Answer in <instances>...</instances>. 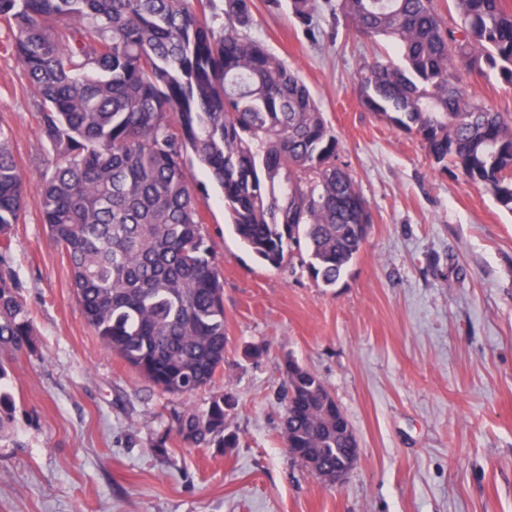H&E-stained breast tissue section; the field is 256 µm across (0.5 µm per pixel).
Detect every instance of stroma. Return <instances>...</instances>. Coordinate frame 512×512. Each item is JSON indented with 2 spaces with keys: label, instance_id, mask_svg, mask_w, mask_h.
I'll return each instance as SVG.
<instances>
[{
  "label": "stroma",
  "instance_id": "obj_1",
  "mask_svg": "<svg viewBox=\"0 0 512 512\" xmlns=\"http://www.w3.org/2000/svg\"><path fill=\"white\" fill-rule=\"evenodd\" d=\"M253 13L251 36L306 81L336 132L371 214L361 253L332 288L300 258L265 265L190 164L207 199L228 345L213 389L170 395L86 324L30 195L0 248L36 344L0 382L14 400L0 433V512H512V213L362 105L366 41L326 13L315 44L287 5L254 0ZM9 36L0 20V128L35 184L52 151ZM466 85L512 113V88L496 74ZM289 358L323 381L354 428L360 456L344 483L307 474L284 445ZM217 390L235 399L238 447L172 435L177 416L206 410Z\"/></svg>",
  "mask_w": 512,
  "mask_h": 512
}]
</instances>
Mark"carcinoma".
<instances>
[{
    "label": "carcinoma",
    "instance_id": "cac0c4a2",
    "mask_svg": "<svg viewBox=\"0 0 512 512\" xmlns=\"http://www.w3.org/2000/svg\"><path fill=\"white\" fill-rule=\"evenodd\" d=\"M372 45L359 71L365 108L415 132L428 156L512 212V116L469 93L464 74L512 86V10L504 0H325ZM253 0H0L8 47L51 144L37 192L100 343L170 395L214 385L224 365V283L203 234L195 158L224 198L240 241L279 268L306 246L307 270L335 285L371 215L339 160V141L307 83L249 34ZM312 42L318 0H289ZM224 17L217 28L215 20ZM28 183L0 129V240L26 209ZM11 272L0 269V381L35 341ZM281 435L308 472L358 447L351 422L310 370L289 360ZM234 402L213 397L178 418L189 444L236 445Z\"/></svg>",
    "mask_w": 512,
    "mask_h": 512
}]
</instances>
